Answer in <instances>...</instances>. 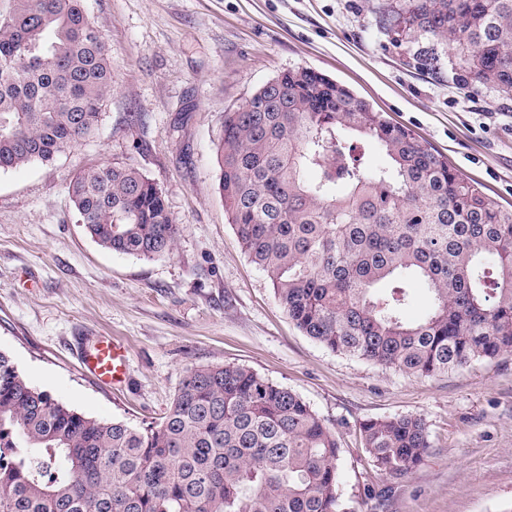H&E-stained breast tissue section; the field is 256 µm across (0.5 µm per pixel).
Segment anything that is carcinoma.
Here are the masks:
<instances>
[{"label":"carcinoma","mask_w":512,"mask_h":512,"mask_svg":"<svg viewBox=\"0 0 512 512\" xmlns=\"http://www.w3.org/2000/svg\"><path fill=\"white\" fill-rule=\"evenodd\" d=\"M392 26L455 46L472 79L512 96V0H403ZM112 65L84 0H0V170L98 130ZM388 164L369 173L360 139ZM218 189L288 317L325 348L434 377L512 354V208L344 85L290 69L224 113ZM77 221L103 249L172 252L179 225L137 168L74 173ZM426 317L406 320L408 282ZM375 467L422 463L417 415L360 423ZM340 446L295 392L238 364L186 371L156 421L78 412L0 353V512H342ZM410 300L405 309L409 321H418L426 316L430 307V294L427 286L420 280H412L409 285Z\"/></svg>","instance_id":"carcinoma-1"}]
</instances>
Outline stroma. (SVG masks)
I'll return each mask as SVG.
<instances>
[{
  "mask_svg": "<svg viewBox=\"0 0 512 512\" xmlns=\"http://www.w3.org/2000/svg\"><path fill=\"white\" fill-rule=\"evenodd\" d=\"M400 0H85L112 64L98 132L50 164L0 170V352L86 415L142 426L186 370L235 363L299 394L335 431L344 512H512V356L436 377L332 352L302 333L250 262L218 190L225 113L288 69L311 68L414 131L468 182L512 205V96L475 85L457 51L401 32ZM130 164L181 231L151 260L107 251L79 224L70 176ZM127 349L106 386L88 343ZM424 418L412 472L374 467L363 420Z\"/></svg>",
  "mask_w": 512,
  "mask_h": 512,
  "instance_id": "35a3bbf8",
  "label": "stroma"
}]
</instances>
